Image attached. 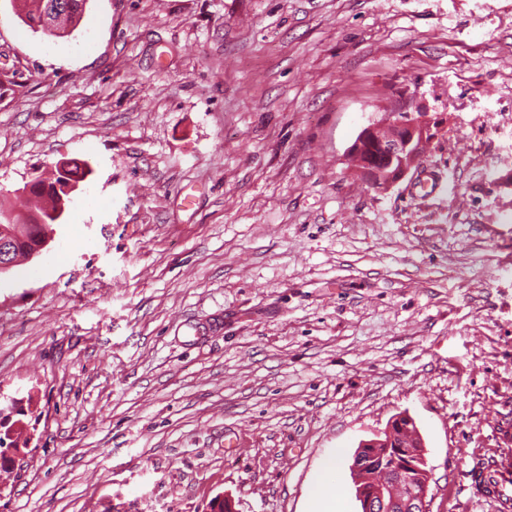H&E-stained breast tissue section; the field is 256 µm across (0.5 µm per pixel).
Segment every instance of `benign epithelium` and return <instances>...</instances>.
Segmentation results:
<instances>
[{
    "instance_id": "benign-epithelium-1",
    "label": "benign epithelium",
    "mask_w": 512,
    "mask_h": 512,
    "mask_svg": "<svg viewBox=\"0 0 512 512\" xmlns=\"http://www.w3.org/2000/svg\"><path fill=\"white\" fill-rule=\"evenodd\" d=\"M392 133L383 135L380 125L372 123L362 129L349 152L356 158L355 175L369 188L387 191L403 180L411 171L419 168L428 143L441 131L440 123L422 110L398 112L391 124ZM396 444L395 421H390L380 438L365 442L360 448H390ZM418 450L398 446L397 453L404 459L403 467L395 471V477H386L379 482L373 499L363 495L362 474L359 466H353L356 476L357 497L362 512H372L384 507L390 500V485L396 480L405 483L406 474L417 472L422 477V490L411 491L398 501L403 512H429L428 482L425 453L420 451L423 443L416 444Z\"/></svg>"
}]
</instances>
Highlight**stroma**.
<instances>
[{
	"instance_id": "1",
	"label": "stroma",
	"mask_w": 512,
	"mask_h": 512,
	"mask_svg": "<svg viewBox=\"0 0 512 512\" xmlns=\"http://www.w3.org/2000/svg\"><path fill=\"white\" fill-rule=\"evenodd\" d=\"M398 107L443 126L377 192L349 148ZM64 157L67 219L0 274V407L42 414L0 512H360L399 414L430 512H497L512 0H88L60 39L0 0V202Z\"/></svg>"
}]
</instances>
